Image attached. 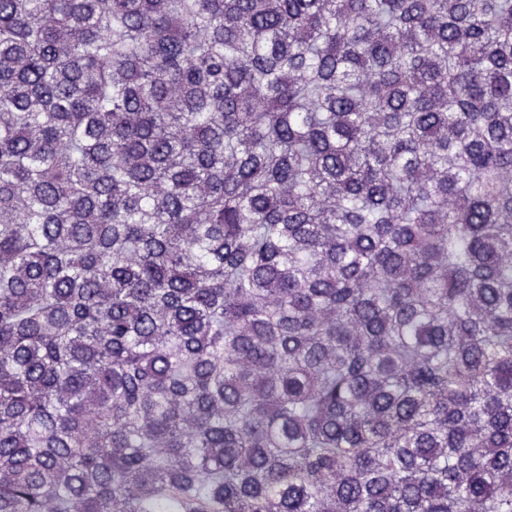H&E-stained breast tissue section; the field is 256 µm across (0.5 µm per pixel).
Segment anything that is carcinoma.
Masks as SVG:
<instances>
[{"label": "carcinoma", "instance_id": "cac0c4a2", "mask_svg": "<svg viewBox=\"0 0 512 512\" xmlns=\"http://www.w3.org/2000/svg\"><path fill=\"white\" fill-rule=\"evenodd\" d=\"M512 0H0V512H512Z\"/></svg>", "mask_w": 512, "mask_h": 512}]
</instances>
